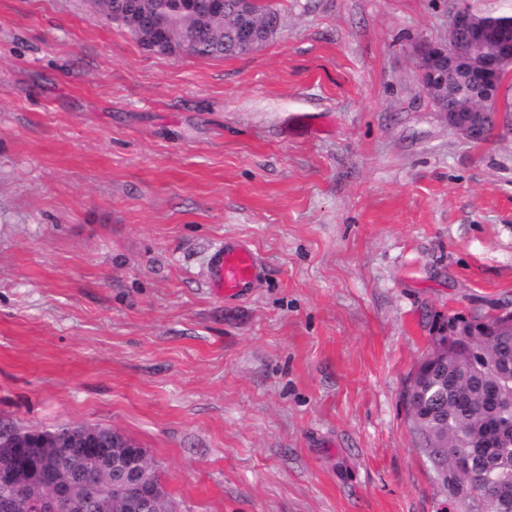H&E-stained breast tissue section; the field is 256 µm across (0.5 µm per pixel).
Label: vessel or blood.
Returning <instances> with one entry per match:
<instances>
[{
  "mask_svg": "<svg viewBox=\"0 0 512 512\" xmlns=\"http://www.w3.org/2000/svg\"><path fill=\"white\" fill-rule=\"evenodd\" d=\"M263 275V264L247 242L225 240L210 255L207 279L213 291L232 299L246 295Z\"/></svg>",
  "mask_w": 512,
  "mask_h": 512,
  "instance_id": "vessel-or-blood-1",
  "label": "vessel or blood"
}]
</instances>
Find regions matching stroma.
Masks as SVG:
<instances>
[{
  "label": "stroma",
  "mask_w": 512,
  "mask_h": 512,
  "mask_svg": "<svg viewBox=\"0 0 512 512\" xmlns=\"http://www.w3.org/2000/svg\"><path fill=\"white\" fill-rule=\"evenodd\" d=\"M270 2L200 59L0 0V424L120 428L178 512H474L403 393L435 323L512 305V121L470 144L422 89L459 0ZM263 271V264L251 245L227 238L210 255L207 279L216 294L232 299L255 288Z\"/></svg>",
  "instance_id": "obj_1"
}]
</instances>
